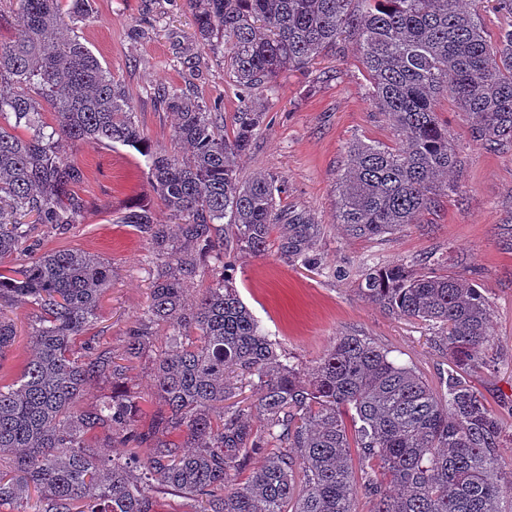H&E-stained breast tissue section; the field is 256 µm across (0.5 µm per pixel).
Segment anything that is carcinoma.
I'll return each mask as SVG.
<instances>
[{
  "label": "carcinoma",
  "instance_id": "carcinoma-1",
  "mask_svg": "<svg viewBox=\"0 0 512 512\" xmlns=\"http://www.w3.org/2000/svg\"><path fill=\"white\" fill-rule=\"evenodd\" d=\"M15 2L22 24L0 40V120L13 119L0 123V259L20 264L0 269V360L16 337L7 309L31 304L39 315L21 379L0 384V512H158L161 495L182 498L185 512H357L361 496L368 512H501L512 487L499 466L506 427L465 377L494 364L483 291L407 263L360 277L365 299L436 329L435 347L450 360L436 388L363 336L339 337L302 372L259 328L232 275L237 256L270 248L276 227L283 259L323 270L320 225L280 205L282 178H237L236 159L266 113L246 104L229 131L224 117L164 89L162 104L178 115L172 139L188 152L154 149L129 92L71 35L91 0ZM186 2L199 38L229 46L226 72L245 90L304 68L344 37L356 41L397 139L349 148L336 219L350 236L415 224L453 191L440 176L460 159L438 97L455 101L474 140L512 145V23L491 49L477 0ZM41 100L55 116L49 133ZM88 140L140 151L156 197L181 220L173 233L147 205L118 220L150 241L157 263L149 303L118 351L89 336L112 265L73 249L38 254L34 239L39 225L79 223L73 188L83 172L68 148ZM208 277L187 303L186 283ZM162 329L170 346L152 359L162 408L141 427L128 372ZM91 382L110 384L112 395L86 408ZM247 387L256 401H233ZM97 435L125 451L101 455L90 443Z\"/></svg>",
  "mask_w": 512,
  "mask_h": 512
}]
</instances>
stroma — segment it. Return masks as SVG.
Here are the masks:
<instances>
[{
    "label": "stroma",
    "instance_id": "stroma-1",
    "mask_svg": "<svg viewBox=\"0 0 512 512\" xmlns=\"http://www.w3.org/2000/svg\"><path fill=\"white\" fill-rule=\"evenodd\" d=\"M94 17L75 32L102 67L133 98L137 120L152 143L171 147L173 112L158 92L182 91L199 104H220L225 117L238 111L240 88L224 69V44L202 45L185 0H92ZM370 77L354 40L346 38L306 68L283 72L270 87L250 92V102L267 118L251 151L238 157L237 175L247 182L260 174L283 177L282 206L307 211L321 226L317 249L325 263L316 273L282 259L277 251L236 261L233 279L243 303L263 329L303 370L314 368L341 336L359 335L388 347L397 361L412 363L437 383L448 361L434 348L425 325L393 316L358 292L365 268L396 261L429 259L482 288L490 309V353L496 373L478 369L472 382L512 425V147L473 141L469 124L448 96L436 102L461 164L451 175L455 189L439 197L418 223L381 239L347 236L336 221L339 182L349 146L355 142L394 145L396 133L376 107ZM71 156L84 172L76 187L84 209L64 232L38 234V249L81 250L115 270L101 296L94 336L121 348L126 329L149 300L155 257L151 246L119 218L136 203L153 204L157 223H171L156 205L144 158L119 143H82ZM38 310L26 304L13 319L15 342L0 361V382L16 381L31 354L29 334Z\"/></svg>",
    "mask_w": 512,
    "mask_h": 512
}]
</instances>
